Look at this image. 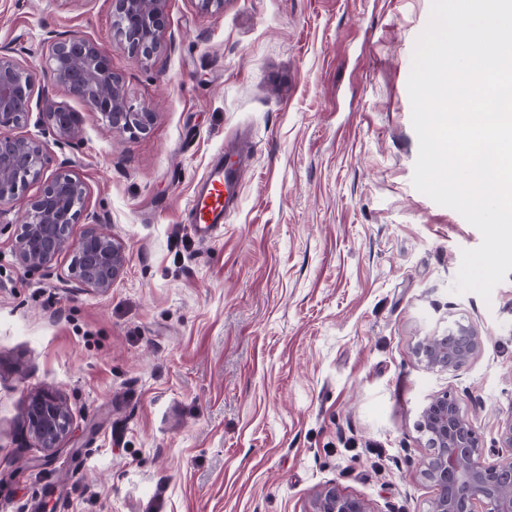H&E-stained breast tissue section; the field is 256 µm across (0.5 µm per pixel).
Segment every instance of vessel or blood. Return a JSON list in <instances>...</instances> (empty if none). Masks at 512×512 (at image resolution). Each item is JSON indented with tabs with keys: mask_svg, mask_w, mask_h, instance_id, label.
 Here are the masks:
<instances>
[{
	"mask_svg": "<svg viewBox=\"0 0 512 512\" xmlns=\"http://www.w3.org/2000/svg\"><path fill=\"white\" fill-rule=\"evenodd\" d=\"M240 177L241 169L233 150L225 149L223 160L209 167L188 208L193 231L199 238H210L223 225L236 204L235 188Z\"/></svg>",
	"mask_w": 512,
	"mask_h": 512,
	"instance_id": "b4317fda",
	"label": "vessel or blood"
}]
</instances>
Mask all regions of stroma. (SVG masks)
I'll return each instance as SVG.
<instances>
[{"label":"stroma","instance_id":"stroma-1","mask_svg":"<svg viewBox=\"0 0 512 512\" xmlns=\"http://www.w3.org/2000/svg\"><path fill=\"white\" fill-rule=\"evenodd\" d=\"M431 0H168L158 51L133 57L112 0H0V48L104 47L143 133L108 130L61 87L80 141L39 112L45 176L76 160L86 216L49 273L0 226V512H311L333 485L370 512H427L418 429L450 392L487 459L512 416V272L490 300L455 293L480 232L413 183L407 82ZM239 200L212 239L189 201L228 141ZM126 262L111 290L70 268L90 214ZM485 338L458 375L416 349L454 323ZM72 425L54 455L30 433L34 394Z\"/></svg>","mask_w":512,"mask_h":512}]
</instances>
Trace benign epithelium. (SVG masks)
Instances as JSON below:
<instances>
[{
	"label": "benign epithelium",
	"mask_w": 512,
	"mask_h": 512,
	"mask_svg": "<svg viewBox=\"0 0 512 512\" xmlns=\"http://www.w3.org/2000/svg\"><path fill=\"white\" fill-rule=\"evenodd\" d=\"M167 0H112L113 25L131 55L150 58L160 45ZM46 46L39 64L24 62L8 50L0 51V223L15 214L18 223L17 263L27 270L48 269L67 246L72 225L85 209L87 187L71 169L60 167L43 178L45 154L35 138L15 134L24 127L32 107L58 139L81 138L78 114L54 101L42 78L65 88L82 100L108 127L119 132L142 133L153 119L151 112H136L127 102L123 77L112 70L106 51L96 42L71 34L43 39ZM43 181L40 192L19 210V191ZM125 253L103 229H90L82 238L70 273L78 284L106 292L120 275ZM484 349V337L471 324L457 322L446 334L419 345L417 355L426 368L454 375ZM26 418L41 448L52 455L71 429V419L48 393L28 400ZM420 431L429 454L418 464L420 475L434 489L427 512H512V416L501 427L502 447L509 453L489 461L469 418L448 393L425 405ZM312 512H371L356 497L326 487L317 495Z\"/></svg>",
	"instance_id": "1"
}]
</instances>
